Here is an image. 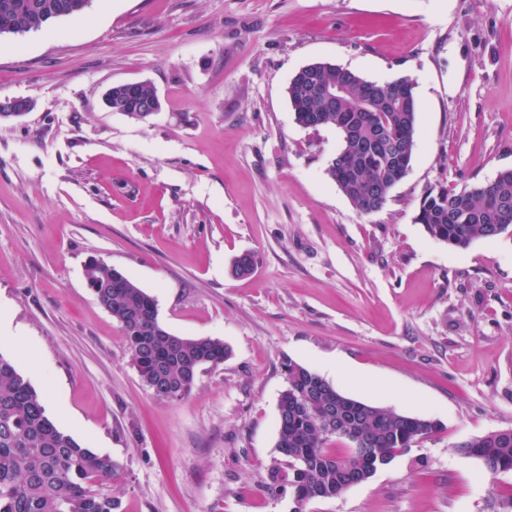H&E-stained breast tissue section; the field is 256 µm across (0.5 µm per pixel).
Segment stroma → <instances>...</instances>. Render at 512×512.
<instances>
[{
	"instance_id": "1",
	"label": "stroma",
	"mask_w": 512,
	"mask_h": 512,
	"mask_svg": "<svg viewBox=\"0 0 512 512\" xmlns=\"http://www.w3.org/2000/svg\"><path fill=\"white\" fill-rule=\"evenodd\" d=\"M313 62L414 85L415 154L378 212L328 177L336 128L295 120L288 83ZM131 81L159 93L147 121L104 105ZM16 97L35 106L0 120V355L118 463L120 512H293L264 490L289 359L440 424L304 512H512V471L457 450L512 429V237L455 248L414 221L429 188L512 169V0H91L0 37ZM245 251L255 271L233 277ZM92 257L224 363L156 399L86 286Z\"/></svg>"
}]
</instances>
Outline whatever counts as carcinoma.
Listing matches in <instances>:
<instances>
[{
  "mask_svg": "<svg viewBox=\"0 0 512 512\" xmlns=\"http://www.w3.org/2000/svg\"><path fill=\"white\" fill-rule=\"evenodd\" d=\"M87 0H0V35L23 34L59 18L83 13ZM338 91L336 104L325 108L317 89ZM380 96L367 94L366 79L331 63L312 64L311 73H296L288 99L296 122L311 129L333 126L342 145L327 167L329 178L368 215L381 210L400 182L398 156L411 164L416 148L418 101L412 82L398 78L378 84ZM155 93L151 83L140 95ZM138 95V96H140ZM138 96L128 97L123 115H137ZM415 222L433 239L464 248L478 239L512 237V169L495 181L460 191L438 184L421 198ZM252 253L237 256L231 272L250 274ZM88 287L97 302L120 325L142 383L168 388L181 400L198 372L224 362V342L188 338L167 331L158 320L157 303L127 276L91 258L85 264ZM279 403L276 448L265 488L290 493L294 512L318 499L344 491L347 471L364 472L379 459L390 460L437 431L426 418L376 407L348 397L317 372L292 360ZM357 438L365 451L350 450ZM458 450L479 460L492 473L512 471V429L466 440ZM118 464L81 446L45 414L42 399L11 362L0 355V512H118L119 501L92 490L109 483Z\"/></svg>",
  "mask_w": 512,
  "mask_h": 512,
  "instance_id": "1",
  "label": "carcinoma"
}]
</instances>
